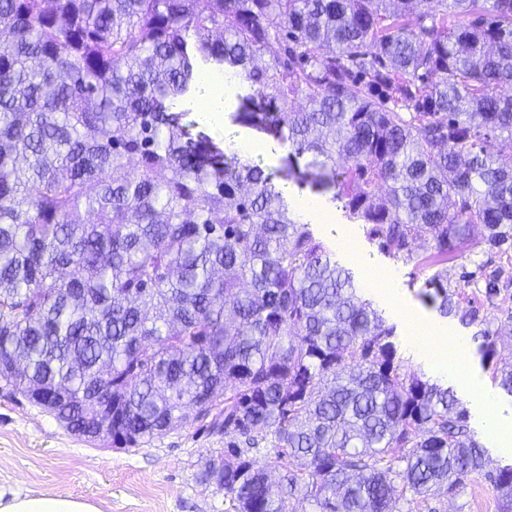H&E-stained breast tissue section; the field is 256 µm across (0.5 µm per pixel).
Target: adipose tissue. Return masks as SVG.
<instances>
[{
  "label": "adipose tissue",
  "mask_w": 512,
  "mask_h": 512,
  "mask_svg": "<svg viewBox=\"0 0 512 512\" xmlns=\"http://www.w3.org/2000/svg\"><path fill=\"white\" fill-rule=\"evenodd\" d=\"M406 316L412 327V343L427 363L437 371L452 375L466 386L477 401L486 417L487 429L493 434L500 447L512 452V420L499 418L490 399L481 394V381L469 365L470 344L466 337L450 335L444 327L407 311ZM0 512H100L99 508L87 501L59 496L7 497L0 494Z\"/></svg>",
  "instance_id": "1"
}]
</instances>
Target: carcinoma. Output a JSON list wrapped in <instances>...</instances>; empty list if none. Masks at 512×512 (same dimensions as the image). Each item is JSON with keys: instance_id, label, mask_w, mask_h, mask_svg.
Masks as SVG:
<instances>
[{"instance_id": "carcinoma-1", "label": "carcinoma", "mask_w": 512, "mask_h": 512, "mask_svg": "<svg viewBox=\"0 0 512 512\" xmlns=\"http://www.w3.org/2000/svg\"><path fill=\"white\" fill-rule=\"evenodd\" d=\"M0 32L7 382L86 436L107 385L116 447L201 403L224 435L201 478L235 512H414L471 475L512 512V466L487 469L453 391L403 372L394 327L276 184L333 192L382 251L424 243L431 266L473 224L512 240L494 159L512 147V0H0ZM207 74L246 90L235 120L288 149L281 169L187 120ZM426 285L495 357L448 272Z\"/></svg>"}]
</instances>
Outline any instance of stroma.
Returning a JSON list of instances; mask_svg holds the SVG:
<instances>
[{
    "mask_svg": "<svg viewBox=\"0 0 512 512\" xmlns=\"http://www.w3.org/2000/svg\"><path fill=\"white\" fill-rule=\"evenodd\" d=\"M191 118L207 125L216 138L259 143V150L250 152L249 157L266 172L281 166L283 148L235 122L233 112H226L220 124L207 112L192 113ZM284 196L297 219L302 216L300 201L312 200L327 207L332 223H314L310 229L325 243L337 265L350 273L362 300L395 326L404 371L450 386L447 376L430 369L409 346L405 320L369 281L371 271L393 272L401 301L432 318H443L456 334L473 337L475 326L453 315L441 316L437 306L426 300L425 282L434 270L419 265L418 260L428 255V247H416L411 261L394 258L371 238L368 225L349 217L342 202L331 201L329 196L294 182L285 186ZM484 237V227L473 226L468 241L449 253L444 264L448 290L487 316L491 329L500 333V344L512 345V242L502 249L492 248ZM511 360L505 354L482 358L475 347L469 352L472 370L498 411L507 417L512 416V395L503 389L497 376ZM455 395L467 411L468 425L484 448L490 468L511 465L512 455L496 448L472 395L461 389ZM223 452V436L210 433L204 422L192 416L136 447L118 448L108 441L88 440L70 433L52 414L32 405L0 380V492L8 496L45 494L87 500L96 503L101 512H232L223 492L200 477L204 462ZM501 505L499 491L484 477L473 475L466 479L463 489L439 490L422 503L420 512H501Z\"/></svg>",
    "mask_w": 512,
    "mask_h": 512,
    "instance_id": "1",
    "label": "stroma"
}]
</instances>
